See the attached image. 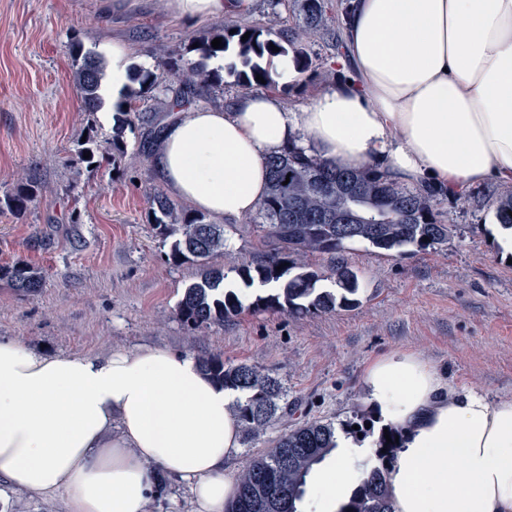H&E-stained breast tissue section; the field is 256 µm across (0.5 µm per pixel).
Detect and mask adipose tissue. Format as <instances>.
Segmentation results:
<instances>
[{"label":"adipose tissue","mask_w":512,"mask_h":512,"mask_svg":"<svg viewBox=\"0 0 512 512\" xmlns=\"http://www.w3.org/2000/svg\"><path fill=\"white\" fill-rule=\"evenodd\" d=\"M175 17L241 13L251 0H164ZM352 82L303 111L250 93L168 125L155 162L168 190L235 222L267 190L265 159L294 141L352 168L452 192L512 184V0H349ZM367 400L399 433L393 512H512V400L458 395L415 354L364 375ZM236 394L194 356L160 347L37 352L0 336V481L64 512H149L157 476L184 484L191 512H226L237 492ZM356 442L321 477L325 502L356 478Z\"/></svg>","instance_id":"obj_1"}]
</instances>
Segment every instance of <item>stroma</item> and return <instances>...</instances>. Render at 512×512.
<instances>
[{
    "label": "stroma",
    "instance_id": "1",
    "mask_svg": "<svg viewBox=\"0 0 512 512\" xmlns=\"http://www.w3.org/2000/svg\"><path fill=\"white\" fill-rule=\"evenodd\" d=\"M278 15L295 31L307 68L273 82L287 111L299 112L327 88L347 82L331 41L298 35L293 0H254L244 14L204 21L169 16L164 0L104 17L98 0H0V198L38 180L43 195L15 216L0 211V266L39 269L42 290L22 295L0 281V336L57 354H100L156 346L214 355L271 372L295 401L297 420L345 424L376 418L363 377L379 358L413 353L435 365L457 393L512 399V255L500 245L495 202L512 185L469 188V201L437 197L445 245L404 255L350 244L361 304L333 313L291 315L244 310L224 325L192 328L177 315L195 265H172L171 241L149 216L164 185L151 153L139 146L144 125L126 132L124 153L97 169L77 158L84 133L112 140V109L87 112L73 82V44L112 58L126 43L135 64L177 57L209 32L263 26Z\"/></svg>",
    "mask_w": 512,
    "mask_h": 512
}]
</instances>
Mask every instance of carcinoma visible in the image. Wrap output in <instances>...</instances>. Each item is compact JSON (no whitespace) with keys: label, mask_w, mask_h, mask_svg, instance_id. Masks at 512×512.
Segmentation results:
<instances>
[{"label":"carcinoma","mask_w":512,"mask_h":512,"mask_svg":"<svg viewBox=\"0 0 512 512\" xmlns=\"http://www.w3.org/2000/svg\"><path fill=\"white\" fill-rule=\"evenodd\" d=\"M305 31H320L334 38L345 16L348 4L340 3L332 10L325 0H295ZM248 39H243L244 34ZM222 39L220 47L212 41ZM290 35L277 29V19L264 28H224L214 31L197 44L194 51L204 59L232 58L229 69L237 66L242 86L261 85L260 75L271 85L269 72L253 58H269L287 53L284 44ZM276 46L279 51L271 50ZM82 62L75 72L84 110L96 112L104 105L100 93L105 76L101 57L82 52L73 45ZM163 70L180 83L175 91L173 107L195 100L197 89L222 81L220 70H208L201 63L183 58L157 64L152 71L133 67L131 81L138 89L130 90L124 104L114 113L115 135L110 150L124 152L125 130L140 121L131 101L159 85L158 71ZM268 189L258 204L245 231L253 237L256 257L228 269L215 267L211 260L226 247L229 238L239 232L237 225L211 224L204 215L179 209L161 192L154 194L150 215L161 232L174 238L169 260L175 264L191 262L201 270L200 279L190 284L178 304V316L193 327L224 324L239 315L244 305L239 294L226 287L233 273L245 287L256 283L275 288L255 297L253 309L303 315L333 313L360 305V282L346 259L348 245L363 243L379 251L405 254L412 249H425L448 243L451 227L438 220L434 212L437 192L433 188L410 189L393 182L377 168L351 169L333 165L311 151L291 142L266 158ZM38 183L31 181L0 201V209L23 214L37 197ZM496 217L506 229H512V194L496 203ZM312 254L324 255L329 268L322 271L307 263ZM7 280L15 290L36 294L44 279L38 269L15 263L0 266V280ZM324 279L333 281L336 289L318 287ZM201 370L226 389L245 394L236 405L242 439L249 443L278 422L294 415L288 404L287 389L270 372L247 364L224 362L218 356L198 359ZM377 439L376 456L389 461L399 444L396 433ZM336 449V427L332 422L312 420L296 423L280 435L273 446L255 455L237 476V493L227 512H298L297 502L306 493L307 477L314 466L322 463ZM340 512H392L389 472L375 466L363 472L354 494Z\"/></svg>","instance_id":"cac0c4a2"}]
</instances>
